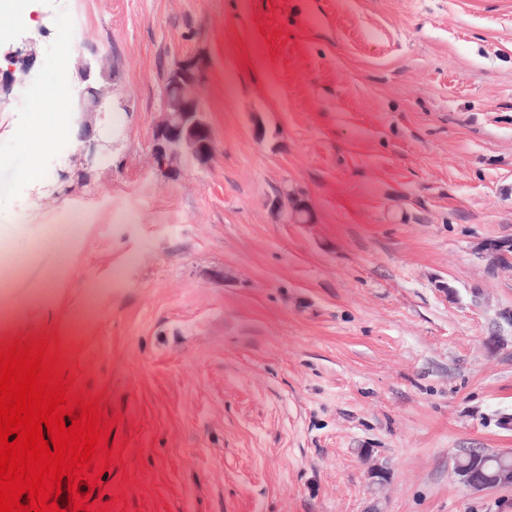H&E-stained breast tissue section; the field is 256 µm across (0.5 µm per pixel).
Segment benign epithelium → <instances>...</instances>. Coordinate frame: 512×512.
Returning <instances> with one entry per match:
<instances>
[{"label": "benign epithelium", "instance_id": "benign-epithelium-1", "mask_svg": "<svg viewBox=\"0 0 512 512\" xmlns=\"http://www.w3.org/2000/svg\"><path fill=\"white\" fill-rule=\"evenodd\" d=\"M4 57L10 62L8 69L0 68V92L9 89L15 81L29 75L36 57V41L22 39V47L8 49ZM99 58L80 61L79 74L86 86L80 99L90 102L89 111L102 110L107 101L103 89L92 85L91 80ZM205 61L198 55H187L175 61L166 75L164 91L165 118L154 136V155L166 167L191 160L199 165L213 156L214 137L204 117L201 77ZM455 473L471 491H485L490 486H512V459L498 461L493 474L488 475L480 465L454 466Z\"/></svg>", "mask_w": 512, "mask_h": 512}]
</instances>
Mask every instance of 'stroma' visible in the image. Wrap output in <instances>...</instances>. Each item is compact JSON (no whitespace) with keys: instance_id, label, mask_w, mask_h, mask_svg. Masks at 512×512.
I'll return each instance as SVG.
<instances>
[{"instance_id":"1","label":"stroma","mask_w":512,"mask_h":512,"mask_svg":"<svg viewBox=\"0 0 512 512\" xmlns=\"http://www.w3.org/2000/svg\"><path fill=\"white\" fill-rule=\"evenodd\" d=\"M317 8L321 22L303 27ZM109 57L113 146L62 194L10 131L56 115L37 36L0 97V345L46 338L116 454L88 512H512V0H65ZM205 56L204 166L160 168L164 80ZM308 204L304 224L282 211ZM388 473L374 482L375 470ZM18 143L20 148L29 155L27 163L18 173V178L40 194L53 192L57 187L45 183L43 178L42 159L46 153L39 150L32 141L29 130L22 131ZM504 454L509 456L510 460L504 458L498 461L492 475H486L481 465L459 467L460 454L455 458L454 471L471 491H485L491 489L492 484L496 487L512 486V454L511 451H504Z\"/></svg>"}]
</instances>
